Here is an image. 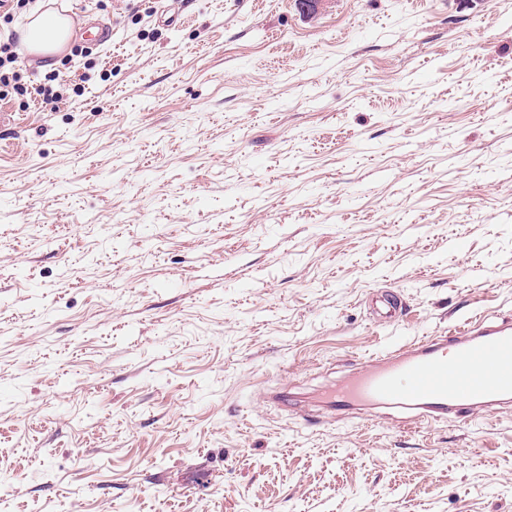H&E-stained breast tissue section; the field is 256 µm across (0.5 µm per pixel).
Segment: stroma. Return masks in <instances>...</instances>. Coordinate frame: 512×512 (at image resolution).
<instances>
[{
    "label": "stroma",
    "mask_w": 512,
    "mask_h": 512,
    "mask_svg": "<svg viewBox=\"0 0 512 512\" xmlns=\"http://www.w3.org/2000/svg\"><path fill=\"white\" fill-rule=\"evenodd\" d=\"M63 2L62 101L0 100V512H512V406L324 399L512 318V0Z\"/></svg>",
    "instance_id": "35a3bbf8"
}]
</instances>
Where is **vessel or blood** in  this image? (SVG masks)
Masks as SVG:
<instances>
[{"instance_id":"vessel-or-blood-1","label":"vessel or blood","mask_w":512,"mask_h":512,"mask_svg":"<svg viewBox=\"0 0 512 512\" xmlns=\"http://www.w3.org/2000/svg\"><path fill=\"white\" fill-rule=\"evenodd\" d=\"M512 403V320L465 323L453 339L429 337L370 356L350 384L333 391L339 414L401 409L408 424Z\"/></svg>"}]
</instances>
